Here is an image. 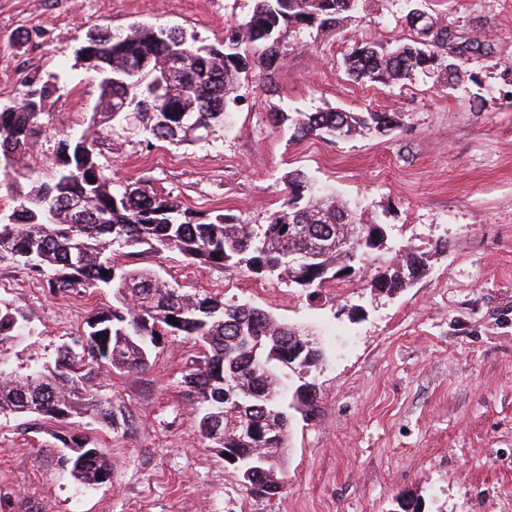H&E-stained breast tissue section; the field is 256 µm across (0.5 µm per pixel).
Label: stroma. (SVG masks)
<instances>
[{"label":"stroma","mask_w":512,"mask_h":512,"mask_svg":"<svg viewBox=\"0 0 512 512\" xmlns=\"http://www.w3.org/2000/svg\"><path fill=\"white\" fill-rule=\"evenodd\" d=\"M253 0H0V107L65 72L49 100V129L30 159L53 163L60 139L87 127L101 89L75 51L91 28L122 34L135 23L176 26L219 46ZM459 36L493 45L463 57L458 74L420 73L395 87L359 84L342 66L362 40L415 37L403 0H363L340 31L308 36L268 74L252 57L224 128L194 145L112 135L100 162L113 184L139 179L193 212L266 223L287 200L283 180L307 172L365 220L386 247L361 272L327 283L319 299L239 267L201 268L181 254L143 252L149 267L190 294L263 309L311 329L323 362L309 374L315 416H294L284 491L247 493L221 449L194 427L182 384L199 348L166 338L142 372L115 373L102 396L122 422L0 416V512H512V0H424ZM275 93H268L267 82ZM396 112L386 135L297 140L270 112ZM445 251H437V244ZM427 255L429 270L395 294L372 279L399 251ZM0 300L20 306L37 334L18 363L53 357L108 292L55 295L30 270L0 265ZM91 438L112 479L88 490L66 474L54 434Z\"/></svg>","instance_id":"stroma-1"}]
</instances>
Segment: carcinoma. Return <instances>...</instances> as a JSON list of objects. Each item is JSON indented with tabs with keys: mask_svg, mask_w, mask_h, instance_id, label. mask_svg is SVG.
Listing matches in <instances>:
<instances>
[{
	"mask_svg": "<svg viewBox=\"0 0 512 512\" xmlns=\"http://www.w3.org/2000/svg\"><path fill=\"white\" fill-rule=\"evenodd\" d=\"M361 3L253 0L251 12L225 28L222 49L199 46L176 28L137 25L125 36L95 30L76 59L100 78L103 124L121 127L124 111L133 109L140 113L139 131L146 138L195 142L183 132L184 125L192 123L206 133L224 126L250 55L260 54L272 73L287 55L285 37L300 40L313 30H335L354 17ZM416 34L395 45L354 43L343 57L345 72L355 81L399 84L437 69L452 80L455 59L493 53L490 42L463 39L452 26L431 19ZM178 51L182 64L173 70L170 58ZM59 84V76L52 75L28 90L21 105L0 108V156L10 159L0 167V189L14 203L10 212H0V263L27 266L55 294L110 291L112 304L90 316L53 358L22 370L12 366L10 350L35 335V328L22 308L0 302V415L64 421L90 414L115 431L118 422L101 396V376L143 371L165 337L183 336L203 347L184 376L202 437L215 448H238L245 457L256 448L284 447L289 423L277 412L288 411V387L280 383L288 367L277 355L300 342L294 327L259 308L188 294L154 270L130 269L115 257L134 255L142 247L156 254L177 251L204 267L235 266L286 279L314 300L327 281L336 279L337 270L353 268L350 252L336 243L366 225L302 170L285 176L288 201L258 229L229 215L205 218L141 181L114 188L99 162L100 133L91 126L59 140L56 161L45 175L29 158L46 131L47 100ZM269 120L275 126L290 123L296 138H335L383 135L399 126L400 115L328 108L295 117L272 112ZM316 243L317 259L304 276L288 264V256ZM427 271L426 260L408 252L377 281L397 291ZM228 374L247 393L275 392L277 402L226 405ZM56 440L64 447L62 466L80 485L91 488L112 480L106 453H88L92 442Z\"/></svg>",
	"mask_w": 512,
	"mask_h": 512,
	"instance_id": "1",
	"label": "carcinoma"
}]
</instances>
